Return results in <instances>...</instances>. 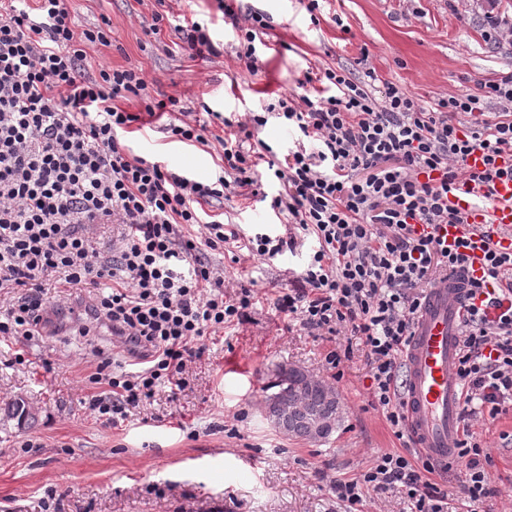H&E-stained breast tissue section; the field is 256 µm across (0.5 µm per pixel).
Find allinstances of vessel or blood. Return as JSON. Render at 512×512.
Returning <instances> with one entry per match:
<instances>
[{"label":"vessel or blood","instance_id":"1","mask_svg":"<svg viewBox=\"0 0 512 512\" xmlns=\"http://www.w3.org/2000/svg\"><path fill=\"white\" fill-rule=\"evenodd\" d=\"M448 203L466 217L462 224H442L437 237L448 247L472 242L462 269L427 292L413 336L404 354L408 380L404 411L409 431L439 468L452 460L450 443L458 432L462 401L457 374L462 304L472 279L484 271L480 225L512 226V179L496 181L493 190L468 186L449 195Z\"/></svg>","mask_w":512,"mask_h":512}]
</instances>
